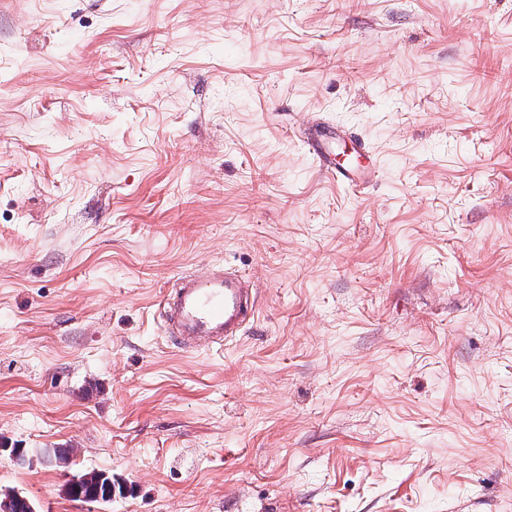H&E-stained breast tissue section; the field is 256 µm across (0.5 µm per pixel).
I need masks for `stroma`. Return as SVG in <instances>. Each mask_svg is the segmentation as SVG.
Here are the masks:
<instances>
[{
	"mask_svg": "<svg viewBox=\"0 0 512 512\" xmlns=\"http://www.w3.org/2000/svg\"><path fill=\"white\" fill-rule=\"evenodd\" d=\"M0 436L39 512H512V0H0ZM161 306L171 336L183 341L204 338L211 346L238 336L255 313L246 281L223 270L206 276L180 274ZM110 475L111 473L106 471L84 470L74 475L79 478L77 486L81 489L83 498H75L73 497V493L70 495V492L67 493V495L74 500L93 504L112 502V497H110V500L105 499L106 492L111 493V490H107L106 487V482L109 480Z\"/></svg>",
	"mask_w": 512,
	"mask_h": 512,
	"instance_id": "35a3bbf8",
	"label": "stroma"
}]
</instances>
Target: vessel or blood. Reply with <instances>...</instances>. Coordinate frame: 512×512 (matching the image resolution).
I'll use <instances>...</instances> for the list:
<instances>
[{
	"mask_svg": "<svg viewBox=\"0 0 512 512\" xmlns=\"http://www.w3.org/2000/svg\"><path fill=\"white\" fill-rule=\"evenodd\" d=\"M162 309L170 335L220 346L240 334L255 313V301L242 277L216 270L206 276L180 274Z\"/></svg>",
	"mask_w": 512,
	"mask_h": 512,
	"instance_id": "obj_1",
	"label": "vessel or blood"
}]
</instances>
